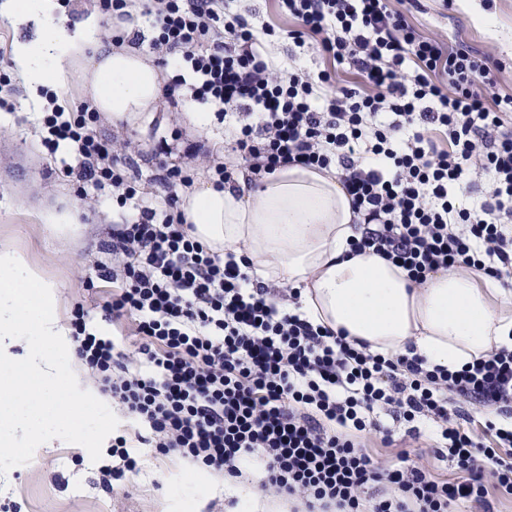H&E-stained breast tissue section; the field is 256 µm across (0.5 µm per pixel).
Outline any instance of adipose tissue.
Here are the masks:
<instances>
[{
	"instance_id": "obj_1",
	"label": "adipose tissue",
	"mask_w": 512,
	"mask_h": 512,
	"mask_svg": "<svg viewBox=\"0 0 512 512\" xmlns=\"http://www.w3.org/2000/svg\"><path fill=\"white\" fill-rule=\"evenodd\" d=\"M25 83L66 82L77 74L84 96L110 119H134L158 101V70L140 50L107 44L94 31L71 35L42 24L16 43ZM181 209L192 234L220 249L243 245L263 281L302 288V313L372 350H414L456 369L493 348H512V295L467 268L440 270L423 285L366 251L338 179L295 166L266 175L240 194L196 186ZM57 295L26 255L0 240V447L40 448L61 436L96 442L111 424L109 399L86 375L65 370L74 347L56 314Z\"/></svg>"
}]
</instances>
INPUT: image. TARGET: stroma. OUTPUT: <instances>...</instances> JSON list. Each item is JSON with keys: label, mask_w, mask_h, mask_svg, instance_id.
Returning a JSON list of instances; mask_svg holds the SVG:
<instances>
[{"label": "stroma", "mask_w": 512, "mask_h": 512, "mask_svg": "<svg viewBox=\"0 0 512 512\" xmlns=\"http://www.w3.org/2000/svg\"><path fill=\"white\" fill-rule=\"evenodd\" d=\"M52 16L72 32L90 27L100 40L115 36L111 23L89 0H75L68 11L53 7ZM488 16L496 18V27L485 24ZM411 21L420 31L449 45L463 43L500 59L504 69L495 90L512 93V0H422ZM36 26L33 19L16 21L0 15V78L10 79L17 88L12 106L0 107V238L12 240L54 285L62 324H70L72 310L80 305L98 332L130 341L134 338L132 319L113 321L101 308L106 288L88 283L98 267L110 264L111 256L101 244L111 237L114 225L124 222L127 212L111 196L89 186L77 188L66 177V166L72 161L66 148L49 156L40 144V120L49 95L58 93L60 104L69 110L76 109L85 96L74 77L57 87L28 85L20 78L12 62V48L15 42L33 38ZM105 128L120 130L123 141L147 150L153 148L159 131L170 135L179 129L192 140L224 141V124L217 116H210L206 127L196 129L185 111L163 99L145 119L128 121L123 127L109 120ZM51 209L69 210L84 227V234L75 239L60 237L39 217L40 212ZM379 420L390 429L393 443L385 445L382 435H374L368 449L375 457L392 461L402 450L417 453L427 473L452 477L451 464L429 453L434 432L431 423H421V434L413 440L389 416L380 415ZM132 432L131 424L116 420L99 437L97 447L63 438L52 447L23 452L19 461L0 467V510L10 506L14 512H184L186 502L197 498L201 501L199 512H237L239 494L258 492L250 479L237 483L236 494H228L223 477L147 448L140 451L134 495L102 489L99 469L112 461L109 448L113 437Z\"/></svg>", "instance_id": "1"}]
</instances>
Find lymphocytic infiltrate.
<instances>
[{
  "label": "lymphocytic infiltrate",
  "instance_id": "lymphocytic-infiltrate-1",
  "mask_svg": "<svg viewBox=\"0 0 512 512\" xmlns=\"http://www.w3.org/2000/svg\"><path fill=\"white\" fill-rule=\"evenodd\" d=\"M418 0H278L294 46L313 43L325 66L282 70L247 18L224 0H142L154 51L173 76L172 104L217 108L242 119L228 151L204 143L214 187H235L282 166L336 173L366 226L355 250L383 256L423 284L466 266L512 282V94L495 92L498 60L420 32ZM356 82L333 87L334 68ZM42 144H68L77 182L109 190L119 205L140 194L150 156L120 154L91 105L50 108ZM167 208L139 203L114 229L100 270L104 307L133 318L127 349L72 319L74 353L112 407L143 425L142 444L215 474L242 477L260 464L262 491L294 497L306 512H448L464 502L492 512L490 490L512 495V350L452 370L400 352L379 353L295 309V288L270 290L244 253L192 236L179 208L194 179L182 164L154 174ZM480 192L479 207L456 193ZM465 406L449 411L452 400ZM492 410L472 430L471 408ZM406 424L434 421L432 451L454 475H428L402 451L391 464L366 449L378 412Z\"/></svg>",
  "mask_w": 512,
  "mask_h": 512
}]
</instances>
